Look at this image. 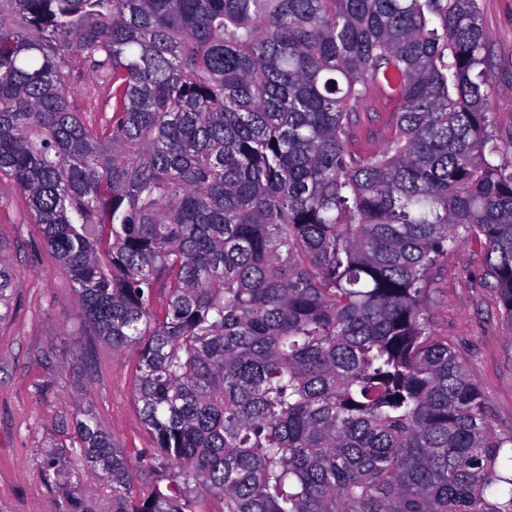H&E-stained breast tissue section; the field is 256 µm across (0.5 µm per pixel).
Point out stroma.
<instances>
[{
	"mask_svg": "<svg viewBox=\"0 0 512 512\" xmlns=\"http://www.w3.org/2000/svg\"><path fill=\"white\" fill-rule=\"evenodd\" d=\"M494 58L493 132L512 141V0H482ZM74 111L103 115L99 78L84 64L73 71ZM394 105L370 92L360 107L355 149L369 154L391 137ZM0 249L18 286L0 320V512H46L53 497L41 470V449L69 442L76 408L111 432L140 486L156 481L144 466L153 439L134 396L138 354L113 351L86 323L69 272L47 250L16 183L0 176ZM483 251L463 245L443 255L431 273L429 321L488 399L496 434L512 436V324L486 274Z\"/></svg>",
	"mask_w": 512,
	"mask_h": 512,
	"instance_id": "stroma-1",
	"label": "stroma"
}]
</instances>
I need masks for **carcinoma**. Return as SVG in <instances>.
<instances>
[{
  "label": "carcinoma",
  "instance_id": "1",
  "mask_svg": "<svg viewBox=\"0 0 512 512\" xmlns=\"http://www.w3.org/2000/svg\"><path fill=\"white\" fill-rule=\"evenodd\" d=\"M489 70L479 0H0V175L96 335L138 350L167 481L79 409L41 451L49 512H512L486 495L512 436L427 318L431 267L476 243L512 321ZM371 88L395 129L360 155ZM15 288L0 246V318ZM70 102L72 109L82 115L92 112L96 117H101L104 111L110 113L99 86V77L82 62H77L73 71Z\"/></svg>",
  "mask_w": 512,
  "mask_h": 512
}]
</instances>
